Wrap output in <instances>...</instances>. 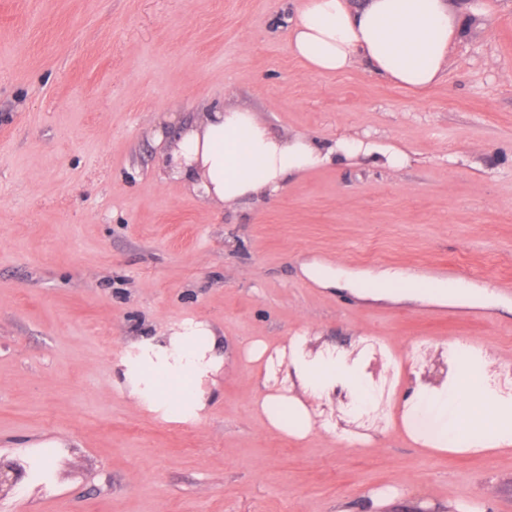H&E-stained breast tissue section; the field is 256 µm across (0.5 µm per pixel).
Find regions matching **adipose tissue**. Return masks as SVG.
Instances as JSON below:
<instances>
[{
  "mask_svg": "<svg viewBox=\"0 0 512 512\" xmlns=\"http://www.w3.org/2000/svg\"><path fill=\"white\" fill-rule=\"evenodd\" d=\"M457 30L448 0H306L286 29L292 53L311 72L340 74L357 62L388 82L413 91L439 82ZM344 140L319 143L299 135L273 137L247 110L217 107L188 128L165 154L174 178L207 201L237 205L277 193L288 177L363 152ZM297 334L268 350L252 344L264 388L256 411L269 428L305 436L311 411L332 408L344 391L360 412L372 387L365 359L314 353ZM221 338L208 322L184 320L167 336L135 341L136 355L114 368L139 403L187 422L199 418L210 398L208 385L224 364ZM402 420L408 435L439 451L479 453L488 444L512 445V396L459 369L441 386L416 383L405 397Z\"/></svg>",
  "mask_w": 512,
  "mask_h": 512,
  "instance_id": "ef3b65f1",
  "label": "adipose tissue"
}]
</instances>
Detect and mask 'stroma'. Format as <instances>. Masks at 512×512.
<instances>
[{"instance_id": "obj_1", "label": "stroma", "mask_w": 512, "mask_h": 512, "mask_svg": "<svg viewBox=\"0 0 512 512\" xmlns=\"http://www.w3.org/2000/svg\"><path fill=\"white\" fill-rule=\"evenodd\" d=\"M302 5L0 0V463L24 467L0 512H512V446L426 449L395 405L415 378L446 381V342L512 376V0H455L448 68L418 93L362 64L310 73L285 37ZM218 106L372 152L207 204L163 154ZM391 148L399 167L380 161ZM311 262L459 270L492 301L359 298L309 279ZM187 318L223 336L225 360L207 411L174 422L113 369ZM304 331L368 358L370 405L336 414L353 445L255 411L250 345Z\"/></svg>"}]
</instances>
